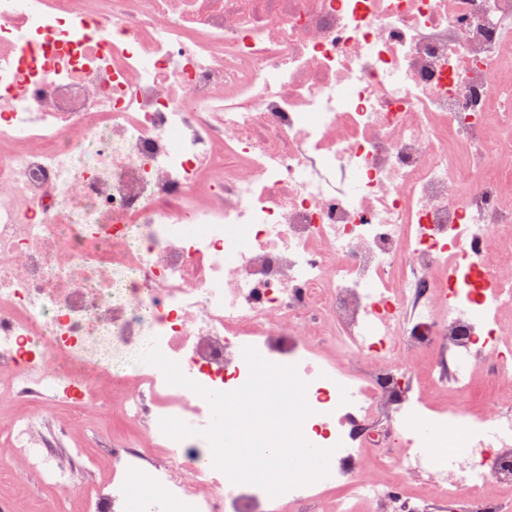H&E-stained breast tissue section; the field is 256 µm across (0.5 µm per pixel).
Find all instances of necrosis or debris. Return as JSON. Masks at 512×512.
<instances>
[{"label":"necrosis or debris","instance_id":"1","mask_svg":"<svg viewBox=\"0 0 512 512\" xmlns=\"http://www.w3.org/2000/svg\"><path fill=\"white\" fill-rule=\"evenodd\" d=\"M506 308L512 0H0V396L27 404L0 436L62 492L110 466L83 512H512V403L425 399L470 391L489 350L512 395ZM101 336L215 391L246 382V346L296 366L328 474L226 481L209 403L147 363L113 373ZM68 388L134 435L59 466L33 430ZM444 425L467 447L442 467L365 471L362 449ZM145 462L151 495L127 478Z\"/></svg>","mask_w":512,"mask_h":512}]
</instances>
